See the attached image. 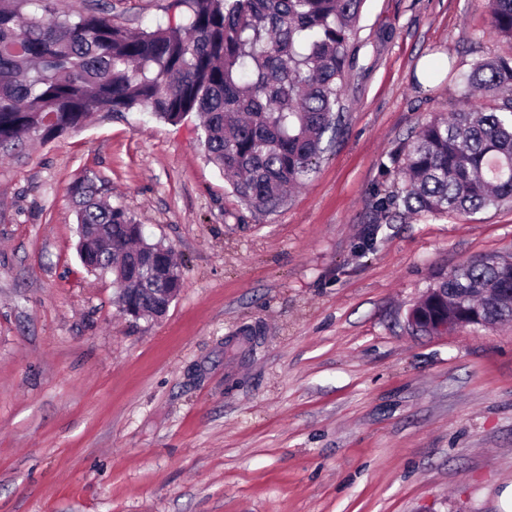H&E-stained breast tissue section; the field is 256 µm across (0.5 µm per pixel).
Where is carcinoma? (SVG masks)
<instances>
[{"mask_svg": "<svg viewBox=\"0 0 512 512\" xmlns=\"http://www.w3.org/2000/svg\"><path fill=\"white\" fill-rule=\"evenodd\" d=\"M179 22L132 33L92 13L60 12L55 0H0V147L50 142L97 111L140 108L178 123L201 120L207 160L252 209L270 212L303 184L324 134L340 120L364 0H182ZM491 28L512 40V0H489ZM461 84L489 99L434 118L402 143L401 188L377 199L425 216H469L512 206V57L478 62ZM96 179L70 187L77 224L112 225V246L78 231L85 268L112 273L119 300L164 314L156 288L181 287L175 262L142 270L158 250L123 208L105 204ZM448 298L485 299L489 324L512 321V265L475 257L433 284Z\"/></svg>", "mask_w": 512, "mask_h": 512, "instance_id": "obj_1", "label": "carcinoma"}]
</instances>
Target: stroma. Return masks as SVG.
Instances as JSON below:
<instances>
[{
    "label": "stroma",
    "instance_id": "1",
    "mask_svg": "<svg viewBox=\"0 0 512 512\" xmlns=\"http://www.w3.org/2000/svg\"><path fill=\"white\" fill-rule=\"evenodd\" d=\"M128 29L182 0H58ZM340 129L269 214L204 158L195 116L97 112L0 151V512H506L512 323L415 334L471 257L512 255V208L384 213L393 154L467 108L457 76L512 56L487 0H366ZM172 247L166 314H120L77 252L83 177Z\"/></svg>",
    "mask_w": 512,
    "mask_h": 512
}]
</instances>
